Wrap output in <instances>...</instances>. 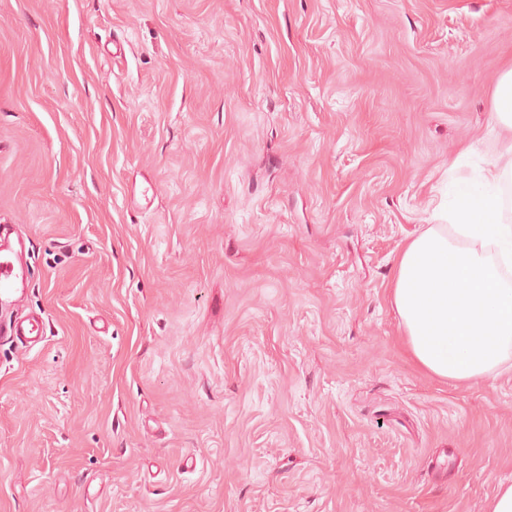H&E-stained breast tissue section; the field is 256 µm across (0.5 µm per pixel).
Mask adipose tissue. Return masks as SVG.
Listing matches in <instances>:
<instances>
[{
	"label": "adipose tissue",
	"instance_id": "ef3b65f1",
	"mask_svg": "<svg viewBox=\"0 0 512 512\" xmlns=\"http://www.w3.org/2000/svg\"><path fill=\"white\" fill-rule=\"evenodd\" d=\"M512 159L459 182L404 242L389 299L417 365L454 385L512 366Z\"/></svg>",
	"mask_w": 512,
	"mask_h": 512
}]
</instances>
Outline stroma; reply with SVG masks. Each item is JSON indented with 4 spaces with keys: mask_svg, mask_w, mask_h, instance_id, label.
<instances>
[{
    "mask_svg": "<svg viewBox=\"0 0 512 512\" xmlns=\"http://www.w3.org/2000/svg\"><path fill=\"white\" fill-rule=\"evenodd\" d=\"M512 0H0V512H485L512 372L388 300L491 117ZM13 224L0 225V301L4 307H20L27 293V267L20 263L11 234ZM0 333L10 336L22 347H29L44 340V325L41 317L27 314L3 329L0 326Z\"/></svg>",
    "mask_w": 512,
    "mask_h": 512,
    "instance_id": "1",
    "label": "stroma"
}]
</instances>
